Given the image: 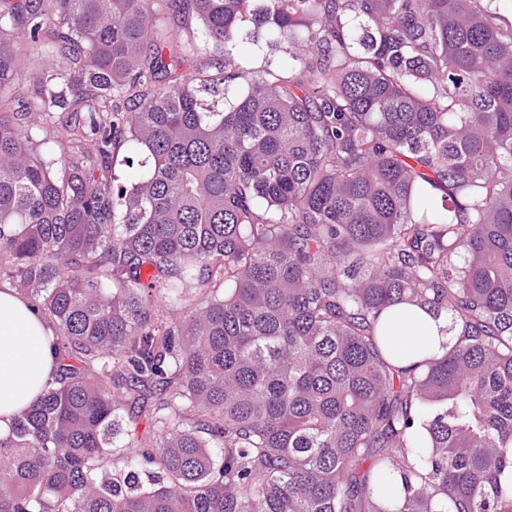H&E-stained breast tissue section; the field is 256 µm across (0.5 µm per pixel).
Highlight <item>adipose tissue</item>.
Returning a JSON list of instances; mask_svg holds the SVG:
<instances>
[{
  "mask_svg": "<svg viewBox=\"0 0 512 512\" xmlns=\"http://www.w3.org/2000/svg\"><path fill=\"white\" fill-rule=\"evenodd\" d=\"M386 342L401 365L414 366L443 353L450 333L447 317L400 304L383 314ZM52 332L15 289H0V436L8 435L17 412L51 380Z\"/></svg>",
  "mask_w": 512,
  "mask_h": 512,
  "instance_id": "adipose-tissue-1",
  "label": "adipose tissue"
}]
</instances>
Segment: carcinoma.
I'll return each instance as SVG.
<instances>
[{
	"mask_svg": "<svg viewBox=\"0 0 512 512\" xmlns=\"http://www.w3.org/2000/svg\"><path fill=\"white\" fill-rule=\"evenodd\" d=\"M0 280V512H512V0H0ZM244 54L248 60L249 66L255 69H262L264 66L271 69H277L283 65L287 59V55L282 52L267 53V56L260 52L252 53L250 46L246 45ZM52 336L25 298L13 288L0 289V436L52 381ZM386 343L401 366H414L425 357H440L448 343L450 323L426 309L409 304L390 307L383 313Z\"/></svg>",
	"mask_w": 512,
	"mask_h": 512,
	"instance_id": "cac0c4a2",
	"label": "carcinoma"
}]
</instances>
